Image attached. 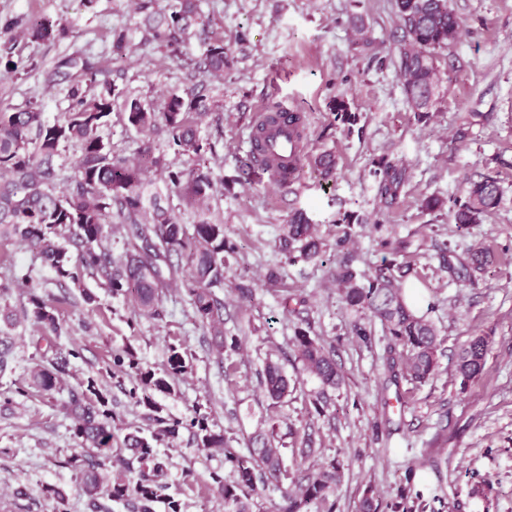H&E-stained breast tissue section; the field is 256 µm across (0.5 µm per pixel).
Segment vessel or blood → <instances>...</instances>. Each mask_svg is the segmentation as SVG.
Returning a JSON list of instances; mask_svg holds the SVG:
<instances>
[{"instance_id":"b4317fda","label":"vessel or blood","mask_w":512,"mask_h":512,"mask_svg":"<svg viewBox=\"0 0 512 512\" xmlns=\"http://www.w3.org/2000/svg\"><path fill=\"white\" fill-rule=\"evenodd\" d=\"M295 116V111L284 104L256 115L254 125L262 134L257 139L247 138L246 153L253 158V172L267 182L290 184L302 166L306 142Z\"/></svg>"}]
</instances>
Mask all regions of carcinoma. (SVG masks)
<instances>
[{"label":"carcinoma","instance_id":"carcinoma-1","mask_svg":"<svg viewBox=\"0 0 512 512\" xmlns=\"http://www.w3.org/2000/svg\"><path fill=\"white\" fill-rule=\"evenodd\" d=\"M396 16L402 31L398 71L402 93L418 121L428 118L443 81L434 51L444 49L459 36V21L450 0H396ZM197 14L195 0H176L169 15L148 18L152 38L172 53L179 51L186 31ZM66 34L61 23L32 18L24 27L7 20L0 24V73L18 71L11 42L19 37L46 40ZM224 42L207 45L204 67L212 73L224 71ZM61 66L77 70L86 84L96 82L99 68L80 56L68 57ZM71 104L63 118L50 123L42 109L0 105V238L11 237L38 254L59 281L81 289L86 303L95 300L84 289V279H96L113 295L130 298L139 314L159 318L169 287L180 283L196 321L212 335L217 354L235 349L238 336L224 335V288L226 240L224 225L212 220L208 200L215 191L211 173L201 168L188 172L169 169L164 156L155 154L150 142L139 149L138 160L112 153L103 142L101 129L112 113V85L89 96L76 84L71 87ZM127 119L138 132L150 135L158 126L166 128L171 145L182 155L201 157L205 152L198 136L197 120L208 115L204 87L195 84L182 93L167 95L161 111L133 99L126 101ZM335 120L353 126L356 115L343 99L336 100ZM74 143L80 156L66 184L59 186L55 158L60 146ZM325 182L332 180L336 158L323 152L313 160ZM376 195L391 207L399 198L408 176L399 160L388 154L372 160ZM151 169L167 173V185L179 194L194 214L191 224H181L158 204L144 205L143 183ZM503 190L490 174L468 176L461 195L450 209L458 227L479 224L501 203ZM120 219L128 240L117 260L105 247L112 236V216ZM288 261H313L322 252L312 219L303 210L294 212L283 235ZM178 257V262L171 260ZM493 262L492 253L472 247L463 258L448 252V270L465 286L472 273ZM406 271L394 259L384 260L375 275L358 277L351 265L336 269L334 279L342 290L347 307L360 313L354 323L355 335L368 343L372 323L380 321L388 340L387 366L394 369L402 360L404 375L413 384H422L436 374L441 339L434 325L416 315L403 298L401 280ZM0 319L12 326L28 322L38 329L35 343L41 352L29 372V385L42 390L57 389V374L66 370L70 359H78L76 348L65 350L60 339L62 323L47 302L28 293L20 313L0 312ZM293 351L302 370L321 386L313 401L316 412L324 410L328 390L336 389L344 375L312 327L298 328L291 338ZM488 344L482 336H472L461 347L456 373L466 383L483 370ZM112 368L132 379L130 395L145 409L148 430L135 428L123 436L116 434V417L109 408L107 393L92 376L68 390L66 407L74 419V434L80 451L72 454L67 466L83 485L91 512H104L99 499L107 496L125 504L129 512H181V503L171 495L167 477L169 461L158 444L177 439L183 428L192 430L199 448H217L224 454L229 477L213 474L211 491L224 500L225 512H253L254 499L264 493L278 494L276 512H336V492L342 482L344 466L336 459L301 473L286 463V446L278 436L277 422L267 420V430L253 437L251 448L243 453L232 447V438L210 429L209 416L194 409L189 424L172 417L155 394L174 392L173 380L186 372L187 352L181 346L169 347L167 366L162 373L143 368L128 348L112 354ZM260 388L270 406L284 403L290 380L284 368L267 360L260 374ZM416 512L418 505L406 490L385 506L369 487L364 491L359 512Z\"/></svg>","mask_w":512,"mask_h":512}]
</instances>
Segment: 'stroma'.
<instances>
[{
    "label": "stroma",
    "mask_w": 512,
    "mask_h": 512,
    "mask_svg": "<svg viewBox=\"0 0 512 512\" xmlns=\"http://www.w3.org/2000/svg\"><path fill=\"white\" fill-rule=\"evenodd\" d=\"M173 4L0 0V19L46 17L68 30L55 41L14 42L13 56L24 68L0 77V102L40 103L45 118L55 121L69 105L76 76L63 60L89 58L101 69L98 82L115 88L103 140L113 153L133 158L140 137L128 123L125 101L155 107L164 93L204 83L210 112L199 124L208 146L202 160L178 154L165 132L150 140L172 169L200 164L219 182L209 209L231 248L224 331L240 335V347L213 352L211 335L195 321L181 287L168 290L158 319L139 316L125 297L91 278L85 288L95 301L88 304L79 289L57 283L24 244L0 240V282L12 285L5 303L21 307L36 290L66 329L62 346L82 354L62 374V391H39L27 384L38 361L35 327L0 324L12 357L11 369L0 373V512H90L64 465L80 446L63 408L65 390L95 377L110 392L118 424H142L144 410L128 395L129 378L113 369L112 353L131 347L144 368L160 372L172 344L188 352L190 367L161 403L179 417L202 408L212 429L226 431L242 450L266 414L258 374L267 353H274L298 380L281 409L280 433L296 429L297 447L316 448L303 468L332 458L345 465L336 512H358L370 486L386 503L402 489L419 496L424 512H512V0H453L461 34L436 52L444 83L426 123L415 120L392 62L399 35L395 0H197L200 19L176 54L153 41L147 23ZM117 32L126 37L119 57L112 54ZM215 40L223 41L226 55L220 76L203 68L206 45ZM339 97L359 116L353 131L334 120ZM276 101L302 111L307 156L335 154L334 181H320L309 164L286 187L265 184L248 170L244 141L257 112ZM461 130L467 133L462 140ZM384 154L400 158L410 173L391 208L377 197L372 175L373 159ZM487 171L497 175L503 199L483 223L460 232L448 211L422 209L425 197L452 201L467 176ZM299 208L326 243L319 261L292 264L282 251V227ZM347 210L361 223H337ZM403 240L408 248L392 254ZM475 245L489 248L495 259L472 284L458 286L441 249L462 255ZM390 255L412 266L407 283L421 290L442 340L439 372L420 386L389 382L381 324H373L370 343L355 336L356 315L333 280L346 264L373 275ZM241 285L252 288L251 300L240 299ZM305 325L332 347L346 374L320 414L312 405L319 383L298 374L290 343ZM474 335L487 338L488 352L481 375L464 386L454 365ZM167 454V481L184 512H224L210 490L212 473L224 469L222 457L197 448L186 431ZM49 484L64 489V504L44 494Z\"/></svg>",
    "instance_id": "stroma-1"
}]
</instances>
